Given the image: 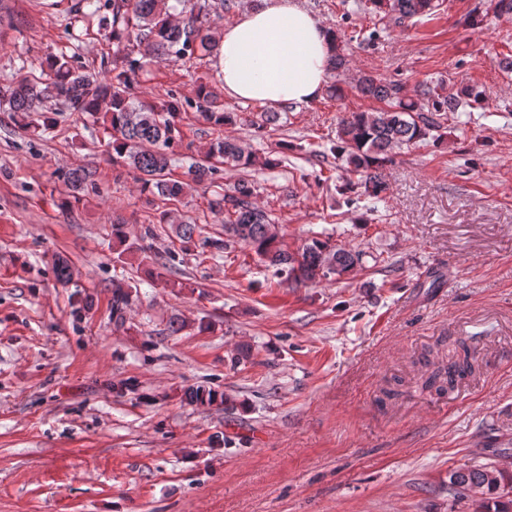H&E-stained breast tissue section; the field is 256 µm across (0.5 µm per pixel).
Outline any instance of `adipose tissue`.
Returning <instances> with one entry per match:
<instances>
[{"label":"adipose tissue","instance_id":"obj_1","mask_svg":"<svg viewBox=\"0 0 512 512\" xmlns=\"http://www.w3.org/2000/svg\"><path fill=\"white\" fill-rule=\"evenodd\" d=\"M219 79L226 96L270 105L307 103L321 96L332 43L328 27L299 0H263L225 23Z\"/></svg>","mask_w":512,"mask_h":512}]
</instances>
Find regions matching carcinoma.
Listing matches in <instances>:
<instances>
[{
  "label": "carcinoma",
  "mask_w": 512,
  "mask_h": 512,
  "mask_svg": "<svg viewBox=\"0 0 512 512\" xmlns=\"http://www.w3.org/2000/svg\"><path fill=\"white\" fill-rule=\"evenodd\" d=\"M233 0H209L203 4L204 15L190 14L180 20L176 6L170 0H87V16L97 19L98 26L112 27L115 55L128 57L127 43L134 42L141 59H131L126 65H113L107 75H100L78 64L76 55L52 56L41 76H25L13 82L9 104L19 116L18 124L26 132L43 133L53 129L57 113L43 110L48 99L55 100L60 112H81L92 124L103 128L111 137L112 164L131 170L140 183V191L150 193L164 201H177L191 185L206 184L213 189L210 209L224 215V239H210L198 232L195 224L177 221L171 211L157 212L158 224L175 225L181 252L193 250L217 253L232 243L248 247L257 262L273 276L286 284L306 285L320 279L341 278L360 261V253L343 245H332L313 237L296 251L284 248L283 235L271 214L259 206L255 183L242 179L229 187L217 182L220 167L248 168L259 165L274 169L279 160L274 158L275 148L262 153L247 152L236 140L219 138L212 142L204 157L188 168L186 178L172 175V162L176 148L183 145L180 116L192 108L211 126L221 129L235 121L232 112L214 109L207 83L200 82L196 99H183L173 92L155 104L134 95L145 62H187L196 54H211L219 50V43L207 25V16L224 17ZM373 10L384 14L388 22L402 26L407 21L429 16L435 8L434 0H369ZM365 96L383 104L375 112H348L338 123L336 142L330 147L313 150L314 155L334 154L347 164L357 180L347 181L339 190L352 193L348 202L354 204L362 198L379 200L388 184L382 171L391 161L394 150L414 145L426 139L430 132L438 131L447 119V113L481 103L486 93L478 87H467L460 95L436 98L426 87L416 98L402 94V86L394 81L374 75H363L357 85ZM94 172L88 168L70 169L64 174L69 188L68 196L59 203L66 208L88 188L95 187ZM112 241L123 246L117 259L127 254H142L148 258L151 246L144 242L129 241L125 224L112 222ZM56 280L66 284L71 280L69 261L56 256L53 259ZM130 305V293L124 286L112 287V320L124 324L125 312ZM471 353L467 346L448 357V362L437 366L425 381V386L436 387L439 392L451 391L457 382L472 373ZM190 404L211 406L217 401L233 404L230 397L218 395L211 389L192 386L185 391ZM448 488L459 498L465 492L477 490L492 499L512 494V473L495 466L461 467L448 473Z\"/></svg>",
  "instance_id": "obj_1"
}]
</instances>
